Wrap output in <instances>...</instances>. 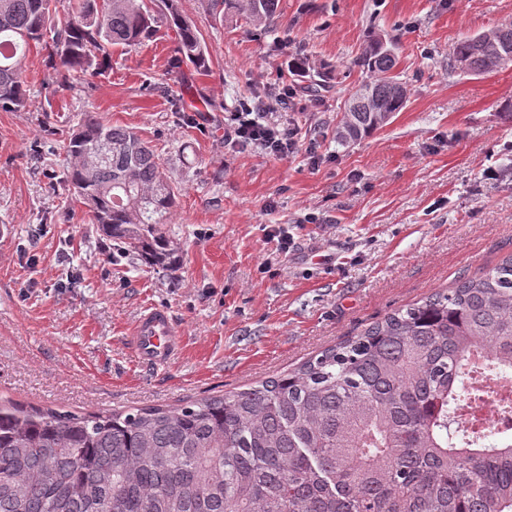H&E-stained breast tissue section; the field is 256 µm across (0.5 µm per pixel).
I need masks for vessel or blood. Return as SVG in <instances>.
I'll use <instances>...</instances> for the list:
<instances>
[{"label": "vessel or blood", "mask_w": 512, "mask_h": 512, "mask_svg": "<svg viewBox=\"0 0 512 512\" xmlns=\"http://www.w3.org/2000/svg\"><path fill=\"white\" fill-rule=\"evenodd\" d=\"M181 341L180 329L161 308L143 313L129 336V343L140 360L155 367L166 365L179 350Z\"/></svg>", "instance_id": "obj_1"}]
</instances>
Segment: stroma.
<instances>
[{
	"label": "stroma",
	"instance_id": "1",
	"mask_svg": "<svg viewBox=\"0 0 512 512\" xmlns=\"http://www.w3.org/2000/svg\"><path fill=\"white\" fill-rule=\"evenodd\" d=\"M151 8L149 39L71 86L31 48L29 104L0 111V398L78 414L180 407L296 369L512 255V65L448 73L460 37L512 24V0H280L266 29L180 0L208 47L204 72L179 59L162 0ZM375 34L395 39L410 94L388 125L341 145L364 77L354 61ZM300 53L303 75L288 67ZM325 64L326 91L302 94ZM285 85L302 148L277 159L227 143L232 113ZM87 112L159 155L179 191L164 230L180 265L121 252L72 196L63 141ZM274 225L292 251L268 240ZM151 307L183 336L159 368L127 340Z\"/></svg>",
	"mask_w": 512,
	"mask_h": 512
}]
</instances>
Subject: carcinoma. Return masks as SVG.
<instances>
[{
  "mask_svg": "<svg viewBox=\"0 0 512 512\" xmlns=\"http://www.w3.org/2000/svg\"><path fill=\"white\" fill-rule=\"evenodd\" d=\"M180 58L209 51L178 0H162ZM256 26L279 0H213ZM144 0H0V110L28 105L23 60L46 51L57 83L141 44ZM512 53V25L465 35L448 70L480 75ZM393 41L370 39L367 75L345 103L338 139L354 142L400 111L408 84ZM63 148L72 195L92 223L144 263L179 259L158 229L177 194L154 149L87 112ZM512 371V256L323 351L300 369L169 410L76 415L0 403V512H512V443L473 447L457 422L468 383Z\"/></svg>",
  "mask_w": 512,
  "mask_h": 512,
  "instance_id": "cac0c4a2",
  "label": "carcinoma"
}]
</instances>
